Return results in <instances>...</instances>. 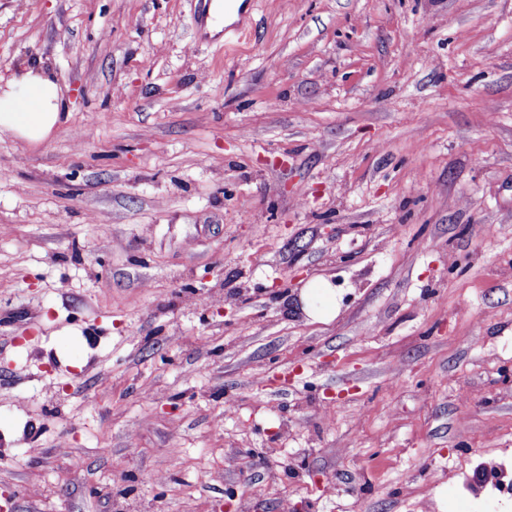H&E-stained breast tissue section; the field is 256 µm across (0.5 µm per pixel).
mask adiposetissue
I'll use <instances>...</instances> for the list:
<instances>
[{
	"label": "adipose tissue",
	"mask_w": 512,
	"mask_h": 512,
	"mask_svg": "<svg viewBox=\"0 0 512 512\" xmlns=\"http://www.w3.org/2000/svg\"><path fill=\"white\" fill-rule=\"evenodd\" d=\"M66 108L60 85L42 63L28 64L0 85V130L29 142L46 140Z\"/></svg>",
	"instance_id": "adipose-tissue-1"
}]
</instances>
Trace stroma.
<instances>
[{"mask_svg": "<svg viewBox=\"0 0 512 512\" xmlns=\"http://www.w3.org/2000/svg\"><path fill=\"white\" fill-rule=\"evenodd\" d=\"M246 5L0 0L70 101L0 131V512H481L512 460V0ZM309 290L319 293L322 297V304L320 308H314L308 301L309 291L306 290L302 293V301L305 305V310L309 316L314 317L316 320H328L336 313V304L334 300V292L328 287L324 281H315L309 286Z\"/></svg>", "mask_w": 512, "mask_h": 512, "instance_id": "1", "label": "stroma"}]
</instances>
